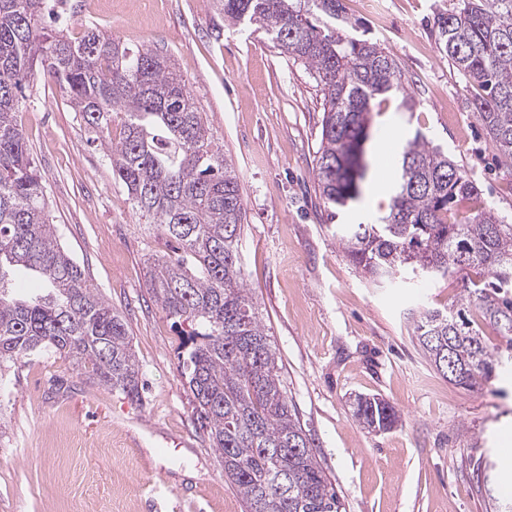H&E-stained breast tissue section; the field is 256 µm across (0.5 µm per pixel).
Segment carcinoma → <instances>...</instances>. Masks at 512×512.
<instances>
[{
  "instance_id": "carcinoma-1",
  "label": "carcinoma",
  "mask_w": 512,
  "mask_h": 512,
  "mask_svg": "<svg viewBox=\"0 0 512 512\" xmlns=\"http://www.w3.org/2000/svg\"><path fill=\"white\" fill-rule=\"evenodd\" d=\"M224 20L264 32L302 63L323 95L315 178L330 218L360 194L356 163L377 99L406 94L405 74L376 41L347 33L341 0H218ZM45 0H0V366L51 350L97 385L139 398L126 325L58 244L46 189L16 120L38 74L70 98L136 212L177 252L154 259L151 288L180 332L195 413L248 512H341L288 401L281 366L244 280L237 242L245 220L239 176L170 58L97 28L73 37L46 26ZM439 48L481 93L468 100L512 175V0H457L434 16ZM120 124L118 138L112 126ZM417 132L398 161L389 211L374 224H338L346 258L376 283L410 276L461 279L460 299L412 319L423 353L448 381L474 390L512 360V224ZM23 269L45 293L23 295ZM492 327L506 347L488 342ZM353 415L379 431L394 406L356 398Z\"/></svg>"
}]
</instances>
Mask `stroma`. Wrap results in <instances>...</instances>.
Returning a JSON list of instances; mask_svg holds the SVG:
<instances>
[{"label":"stroma","instance_id":"obj_1","mask_svg":"<svg viewBox=\"0 0 512 512\" xmlns=\"http://www.w3.org/2000/svg\"><path fill=\"white\" fill-rule=\"evenodd\" d=\"M456 0H380L383 24L359 0L351 20L400 63L414 112L398 100L374 116L400 154L422 133L474 179L512 224V177L470 112L474 86L441 53L433 12ZM71 36L93 27L167 55L239 176L247 220L238 252L277 353L287 396L344 512H487L512 499V364L477 390L451 384L412 335L423 307L455 303L456 281L378 287L349 263L314 178L323 97L305 67L260 35L228 24L214 0H46ZM18 122L50 201L58 242L124 320L141 401L90 382L45 351L0 372V512H245L224 460L196 420L180 338L149 288L173 246L133 210L68 97L38 79ZM377 396L398 424L373 431L352 414Z\"/></svg>","mask_w":512,"mask_h":512}]
</instances>
